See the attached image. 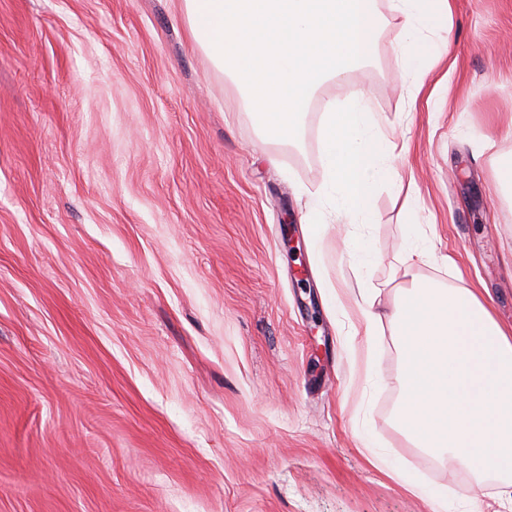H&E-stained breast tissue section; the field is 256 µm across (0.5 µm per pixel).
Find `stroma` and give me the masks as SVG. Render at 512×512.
Returning <instances> with one entry per match:
<instances>
[{
	"mask_svg": "<svg viewBox=\"0 0 512 512\" xmlns=\"http://www.w3.org/2000/svg\"><path fill=\"white\" fill-rule=\"evenodd\" d=\"M449 42L413 105L379 29L351 89L400 176L340 225L310 202L334 83L269 143L182 0H0V512H486L498 481L415 447L360 324L415 242L512 328V0H454ZM379 293L380 289L374 288L370 284H366L361 288V309L364 314L365 334L370 338L378 335L384 322L383 317L373 310L375 299Z\"/></svg>",
	"mask_w": 512,
	"mask_h": 512,
	"instance_id": "35a3bbf8",
	"label": "stroma"
}]
</instances>
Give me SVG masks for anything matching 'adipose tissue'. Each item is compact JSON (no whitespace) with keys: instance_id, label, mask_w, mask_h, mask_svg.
<instances>
[{"instance_id":"ef3b65f1","label":"adipose tissue","mask_w":512,"mask_h":512,"mask_svg":"<svg viewBox=\"0 0 512 512\" xmlns=\"http://www.w3.org/2000/svg\"><path fill=\"white\" fill-rule=\"evenodd\" d=\"M414 91L449 54L451 0H389ZM321 140L327 178L318 199L336 215L365 220L367 197L393 174L394 156L365 96L324 100ZM377 288L361 290L365 334L389 327L402 361L395 419L417 447L464 466L477 480L512 477V330L468 289L412 277L388 315Z\"/></svg>"}]
</instances>
